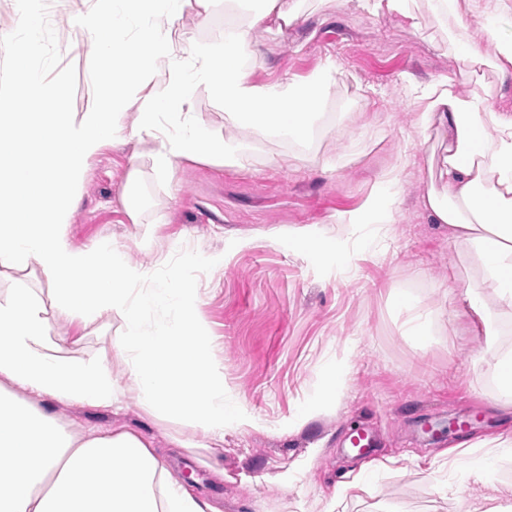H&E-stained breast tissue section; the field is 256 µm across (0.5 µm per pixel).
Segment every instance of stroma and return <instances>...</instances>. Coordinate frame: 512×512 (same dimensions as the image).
Listing matches in <instances>:
<instances>
[{"instance_id": "35a3bbf8", "label": "stroma", "mask_w": 512, "mask_h": 512, "mask_svg": "<svg viewBox=\"0 0 512 512\" xmlns=\"http://www.w3.org/2000/svg\"><path fill=\"white\" fill-rule=\"evenodd\" d=\"M80 6L69 0L44 34L42 63L71 112L81 108L96 69L95 46L76 22ZM240 19L228 0H212L207 17L193 8L180 25L192 41L215 43L225 23ZM250 39L257 83L301 81L334 65L336 84L308 140L235 126L199 92L198 118L241 144L245 168L184 160L161 182L133 142H114L90 161L67 227L75 246L109 240L133 264L195 255L182 275L197 288L212 358L224 367V398L243 412L226 425L223 451L177 452L170 435L196 442L202 434L144 415L122 357L111 350L119 321L79 330L52 307L39 272L2 273L0 289L38 290L53 335L76 337L74 353L111 351L112 377L127 392L122 409L60 406V420L144 432L173 477L216 512H463L471 487L459 468L480 453L493 459L497 489H512V449L490 445L512 431V398L501 396L488 367L494 355L512 353V310L486 288L483 302L498 314L494 335L462 317L477 271L422 205L437 142L418 132L409 89L451 72L458 91L471 88L447 27L428 14L413 25L374 15L359 0H314L297 24L256 27ZM134 166L141 179L132 188ZM388 177L398 190L392 223H337ZM131 188L142 206L136 224L123 206ZM303 232L316 245L301 242ZM409 304L427 318L426 335L407 332ZM433 419L444 436L413 439ZM364 424L381 434L368 459L344 442Z\"/></svg>"}]
</instances>
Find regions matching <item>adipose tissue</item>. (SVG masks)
I'll return each instance as SVG.
<instances>
[{
    "label": "adipose tissue",
    "instance_id": "obj_1",
    "mask_svg": "<svg viewBox=\"0 0 512 512\" xmlns=\"http://www.w3.org/2000/svg\"><path fill=\"white\" fill-rule=\"evenodd\" d=\"M452 19L456 53L479 67L512 70V27L494 14L482 27L493 57L471 44L460 0H428ZM209 0H91L79 26L97 45V80L82 113L58 104L60 87L40 70V0H17L16 26L0 36L13 72L0 86V270L35 269L51 286L54 306L77 326L117 317L122 332L112 348L136 384L142 409L161 420L199 429L205 441L176 448L192 455L224 442L234 407L224 402V368L209 356L197 290L181 265L132 266L112 242L79 248L67 221L79 204L90 159L112 139L130 134L148 153L158 177H171L183 159L242 166L238 144L202 124L194 111L207 91L235 123L276 137L308 136L322 99L334 83L325 67L304 81L257 84L248 31L232 27L222 42L200 45L179 28L186 8ZM163 92H155L156 77ZM483 81L462 94L452 79L417 94L416 127L447 130L439 155L429 160L424 197L435 223L465 246L481 270L467 291L470 314L493 335L496 316L481 291L493 289L512 307V113L488 107ZM398 191L381 182L362 209L343 224H388ZM68 336L52 335L47 309L30 288L0 292V512H209L183 484L168 479L163 456L138 433L62 426L49 404L121 408L125 391L100 354L71 355ZM477 493L466 512H512V492L488 497L495 482L487 460L470 461Z\"/></svg>",
    "mask_w": 512,
    "mask_h": 512
}]
</instances>
